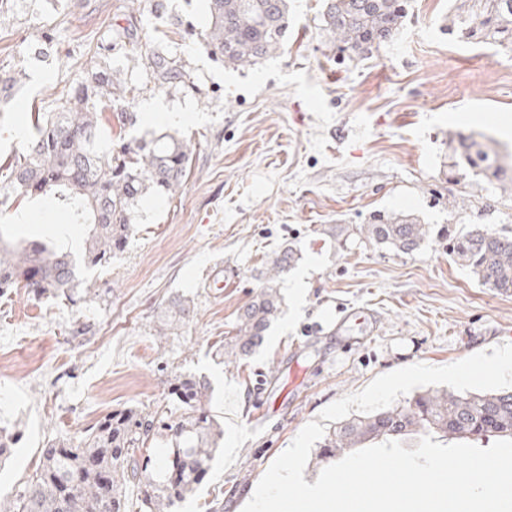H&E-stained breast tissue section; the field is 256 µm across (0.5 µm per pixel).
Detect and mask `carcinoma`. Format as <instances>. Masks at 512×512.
<instances>
[{"label":"carcinoma","instance_id":"obj_1","mask_svg":"<svg viewBox=\"0 0 512 512\" xmlns=\"http://www.w3.org/2000/svg\"><path fill=\"white\" fill-rule=\"evenodd\" d=\"M408 0H324L322 26L336 51L360 59L402 28ZM204 47L226 66L247 67L280 54L288 33V0H207ZM451 35L512 54V0H463L450 20ZM158 84L185 83L178 62L162 53L150 57ZM112 68L97 58L83 80L70 87L48 112L26 116L31 138L23 157L10 163L0 180V205L11 197L51 196L86 231L80 256L33 239L9 250L0 236V294L24 288L36 300L63 294L70 301L84 291L82 273L110 264L132 231L140 199L149 192L175 195L192 162L187 142L150 131L123 142L113 152L99 150L102 111L123 97ZM448 178L482 179L512 187V164L501 161L493 140L453 135ZM369 242L412 254L428 240L430 227L405 212H379L357 227ZM453 262L481 285L512 294V236L487 224L448 234ZM296 260L293 249L276 255L264 281L237 316L235 334L224 338V360L241 361L259 349L281 313L279 279ZM191 300L177 297L167 307L168 322H185ZM169 396L180 414L124 408L103 415L80 435L51 441L22 491L0 512H127L125 488L136 487L139 512H173L210 470L224 437L211 409V386L191 374L169 380ZM414 432L481 441L512 439V388L489 392L426 391L407 404L340 423L319 443V457H338L367 438L388 440ZM166 448L144 455L154 436Z\"/></svg>","mask_w":512,"mask_h":512}]
</instances>
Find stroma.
Wrapping results in <instances>:
<instances>
[{"label": "stroma", "instance_id": "obj_1", "mask_svg": "<svg viewBox=\"0 0 512 512\" xmlns=\"http://www.w3.org/2000/svg\"><path fill=\"white\" fill-rule=\"evenodd\" d=\"M452 0H411L399 32L361 61L340 58L320 29L322 0H290L283 55L228 68L201 45L206 0H24L0 16V163L22 155V120L54 105L101 51L129 89L115 111L138 130L192 146L176 195L139 204L123 251L87 276L77 302L0 295V421L19 436L0 468V500L33 475L48 441L114 409L173 411V373L204 378L224 422V452L174 512H240L273 460L309 422L334 427L427 390L512 387L493 358L512 350V295L481 286L448 255L443 229L488 224L512 234V191L445 175L449 132L512 147V56L456 42ZM179 59L192 87L158 85L154 49ZM162 111L147 118V106ZM185 113L172 125L165 113ZM432 228L406 255L358 236L378 211ZM16 235L78 249L84 230L47 200L0 207ZM298 252L280 280L281 313L248 360L216 348L275 253ZM189 322L159 333L173 298ZM411 375L394 389L390 379Z\"/></svg>", "mask_w": 512, "mask_h": 512}]
</instances>
